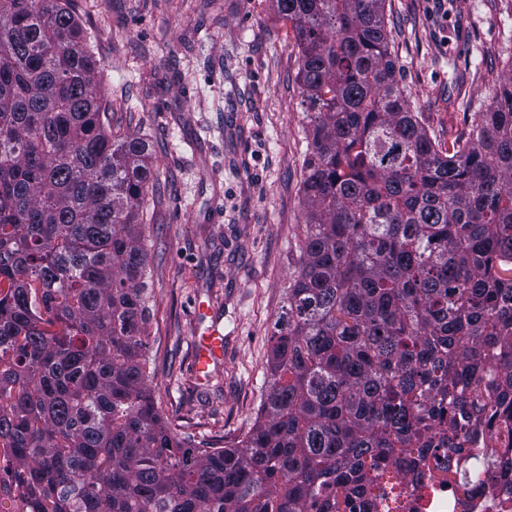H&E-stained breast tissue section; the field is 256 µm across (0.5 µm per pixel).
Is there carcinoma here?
I'll use <instances>...</instances> for the list:
<instances>
[{"label": "carcinoma", "instance_id": "carcinoma-1", "mask_svg": "<svg viewBox=\"0 0 512 512\" xmlns=\"http://www.w3.org/2000/svg\"><path fill=\"white\" fill-rule=\"evenodd\" d=\"M308 104L305 232L245 436L146 383L145 144L112 133L71 0H0V442L27 512H512V75L440 149L385 0H270ZM419 512H461L460 506L448 500V490L433 494L425 490L422 507Z\"/></svg>", "mask_w": 512, "mask_h": 512}]
</instances>
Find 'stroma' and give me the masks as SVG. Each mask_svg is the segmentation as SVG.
Masks as SVG:
<instances>
[{
  "label": "stroma",
  "mask_w": 512,
  "mask_h": 512,
  "mask_svg": "<svg viewBox=\"0 0 512 512\" xmlns=\"http://www.w3.org/2000/svg\"><path fill=\"white\" fill-rule=\"evenodd\" d=\"M386 0L412 111L448 148L512 71V0ZM112 128L141 138L146 372L176 433L237 441L268 387L269 337L300 263L307 106L299 46L268 0H75ZM224 353L207 369L196 342ZM200 362L206 368L211 362L223 355V339L218 330L212 329L207 333V338L199 342Z\"/></svg>",
  "instance_id": "stroma-1"
}]
</instances>
